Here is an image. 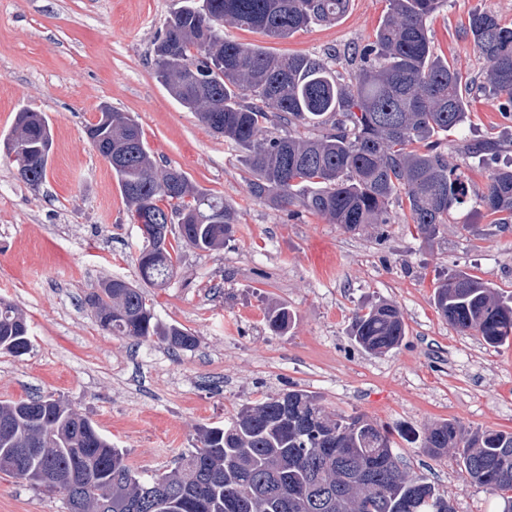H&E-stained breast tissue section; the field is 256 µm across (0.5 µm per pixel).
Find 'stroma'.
<instances>
[{
    "label": "stroma",
    "mask_w": 512,
    "mask_h": 512,
    "mask_svg": "<svg viewBox=\"0 0 512 512\" xmlns=\"http://www.w3.org/2000/svg\"><path fill=\"white\" fill-rule=\"evenodd\" d=\"M176 0H0V136L23 108L44 112L53 147L45 181L30 186L0 146V299L26 316L32 349L0 351V401L55 396L91 418L138 474L173 467L198 427L221 424L246 403L296 387L326 410L363 413L394 427L406 472L435 483L456 512H501L503 500L471 483L456 450L429 457L424 428L452 421L468 430L512 432V342L493 348L457 333L433 294L462 270L512 295V224L471 207L454 210L433 240L407 229L408 208L356 232L307 211L288 216L253 198L235 144L214 136L158 82L153 44ZM388 0H350L336 22L285 40L225 27L232 39L275 54L326 58L346 72L354 49L373 39ZM512 24V0H447L430 23L438 53L473 82L469 119L449 132L448 161L482 191L493 168L512 166V112L483 89L487 63L465 33L471 13ZM135 115L162 165L223 196L237 212L223 248L184 250L176 277L150 289L157 318L198 338L173 353L154 341L102 330L87 300L99 283H139L140 235L107 163L84 129L100 105ZM504 141L493 165L464 144ZM387 300L401 310L402 345L370 354L350 339L353 315ZM286 305L281 335L267 311ZM0 512H69L61 494L0 473Z\"/></svg>",
    "instance_id": "1"
}]
</instances>
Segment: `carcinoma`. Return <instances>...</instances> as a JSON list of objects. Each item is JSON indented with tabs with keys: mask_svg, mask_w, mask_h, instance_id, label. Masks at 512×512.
Returning <instances> with one entry per match:
<instances>
[{
	"mask_svg": "<svg viewBox=\"0 0 512 512\" xmlns=\"http://www.w3.org/2000/svg\"><path fill=\"white\" fill-rule=\"evenodd\" d=\"M350 0H181L153 48L155 76L183 107L245 153L250 194L293 215H320L347 232L387 224L390 205L405 200L417 233L433 238L455 207L471 200L469 178L448 164L438 137L467 116L466 88L448 58L434 52L427 22L446 0H388L372 42L353 52L348 78L306 55H276L228 38L215 26L248 28L284 40L313 24L335 22ZM468 34L487 62L485 83L512 109V27L491 12H474ZM314 130L275 135L271 126ZM111 170L138 224L140 278L153 287L177 274L183 249L212 251L235 233L237 215L224 198L195 188L180 168L150 154L139 122L104 105L85 128ZM24 183L47 176L51 130L46 116L19 111L5 146ZM476 203L495 224L512 220V169L492 171ZM178 225V234L156 226ZM101 328L172 351L197 338L182 326L159 324L140 287L104 282L88 298ZM437 312L453 329L496 347L512 339V300L467 272L448 275L434 293ZM274 333L291 324L288 308L268 310ZM352 336L383 354L401 346L399 308L381 302L355 314ZM31 346L23 315L0 299V350L16 356ZM393 431L368 416L330 413L304 389L242 406L224 425L202 426L194 447L169 472L140 476L126 453L97 425L60 398L41 395L0 402V459L28 471L51 470L69 512H454L435 484L407 474L393 452ZM421 448L439 458L450 448L477 485L512 491V433L465 431L454 422L429 426Z\"/></svg>",
	"mask_w": 512,
	"mask_h": 512,
	"instance_id": "carcinoma-1",
	"label": "carcinoma"
}]
</instances>
